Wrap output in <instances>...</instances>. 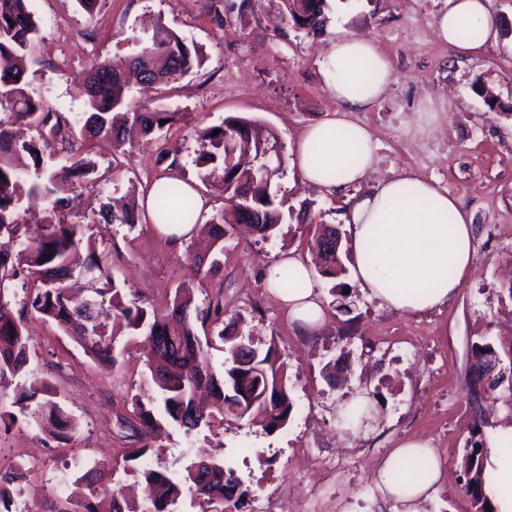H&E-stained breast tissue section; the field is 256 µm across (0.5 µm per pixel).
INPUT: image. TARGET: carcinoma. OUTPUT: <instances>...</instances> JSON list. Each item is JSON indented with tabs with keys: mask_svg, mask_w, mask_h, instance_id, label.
<instances>
[{
	"mask_svg": "<svg viewBox=\"0 0 512 512\" xmlns=\"http://www.w3.org/2000/svg\"><path fill=\"white\" fill-rule=\"evenodd\" d=\"M326 0H278L274 22L293 21L308 33L323 30L327 23ZM40 34L39 20L28 9V0H0V384L18 378L16 404L24 413L48 417L50 432L58 439H70L77 430L76 421L58 403L43 400L49 393L48 382L31 374L30 343L23 316L15 315L11 290L15 282L34 283L25 290L23 308L37 318L54 324L70 336L85 354L108 365L117 361L116 338L130 336L145 346L148 377L156 396L143 401L130 398L131 420L139 424L144 444L132 449L126 461L139 462L137 474L145 484V506H132L116 485L117 469L103 463L74 462L78 476L66 498V507L56 512H174L184 496L215 506L211 512H237L240 495L234 489L241 479L234 464L221 458L193 462L180 468L168 462L155 449L153 439L163 425L174 426L189 434L222 420L261 419L267 429H283L291 418L294 403L288 384L286 365L277 362L275 351L257 347L248 338L236 334L231 325L218 333L224 341V370L217 374L208 361L210 342L202 341L196 322L219 320L224 314V242L236 226L248 225L259 237L273 235L284 222L282 203L271 186L265 167L248 166L242 157L262 158L278 147L272 130H261L255 121L227 117L218 126L199 127L195 134L206 150L195 160L202 183H210L219 171L220 180L211 183L229 209H222L205 224L194 198L179 176L181 164L172 158L169 174L154 182V223L193 224L206 233L215 247L210 259H198L207 266L204 276L219 282L215 296L206 306H198L194 288L179 284L172 288L171 308L165 314L149 309L146 297L127 295L121 288L118 270L110 252L99 248L98 238L87 233L89 226L72 220L76 198L55 197V185L64 177L85 183L98 172L92 150L99 141L119 148L139 137L162 132L181 120L184 114L136 105L127 95L126 74L132 73L145 84L176 81L205 63L198 47L188 44L163 24L153 29L156 39L141 42L140 50L129 58L96 61L85 71L80 94L83 111L76 121L50 108L30 85L27 73L32 63V48ZM23 122L33 127L37 138L19 142L10 125ZM80 126L79 137L72 140L68 131ZM221 133L215 135L213 131ZM64 146L70 164L59 171L44 167L43 153L52 145ZM34 201L44 203L41 234L29 240L17 253L10 246L26 235L23 214ZM105 224H122L131 229L139 223L135 206L106 209ZM336 229L326 224L314 227L310 246L323 258L321 276L336 279L347 274L344 259L348 248L328 242ZM80 270L90 275L88 295L71 291L70 273ZM109 300H103L104 296ZM487 442L480 430L471 432L462 456V473L472 474L480 488L486 486L484 458ZM24 474L14 470L0 476V508L15 512L14 498Z\"/></svg>",
	"mask_w": 512,
	"mask_h": 512,
	"instance_id": "1",
	"label": "carcinoma"
}]
</instances>
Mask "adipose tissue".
Returning a JSON list of instances; mask_svg holds the SVG:
<instances>
[{
  "label": "adipose tissue",
  "mask_w": 512,
  "mask_h": 512,
  "mask_svg": "<svg viewBox=\"0 0 512 512\" xmlns=\"http://www.w3.org/2000/svg\"><path fill=\"white\" fill-rule=\"evenodd\" d=\"M438 38L468 55L495 40L491 0H447L436 18ZM321 84L336 109L308 127L296 146L305 181L333 191L361 183L376 164L369 130L350 121L374 107L394 80L374 41L347 35L330 39ZM344 221L352 233V277L382 305L418 314L453 299L472 265L473 229L456 198L412 174L383 180L355 197ZM265 280L302 329L316 328L325 311L306 261L290 254L270 267ZM486 468L495 477L486 493L495 512H512V455L491 449ZM444 480L443 463L426 440L394 448L378 467L385 497L401 512H420Z\"/></svg>",
  "instance_id": "1"
}]
</instances>
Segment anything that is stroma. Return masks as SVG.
I'll return each mask as SVG.
<instances>
[{
  "instance_id": "1",
  "label": "stroma",
  "mask_w": 512,
  "mask_h": 512,
  "mask_svg": "<svg viewBox=\"0 0 512 512\" xmlns=\"http://www.w3.org/2000/svg\"><path fill=\"white\" fill-rule=\"evenodd\" d=\"M230 0H100L94 13L77 0H32L40 40L30 79L41 96L66 115L82 108L78 80L94 60L135 53L143 22L162 19L187 43L199 46L202 68L155 87H136L139 105L183 113V121L154 138L127 147L120 171L112 169V147L101 144L94 159L99 177L80 190L79 221L93 225L113 199L135 193L144 199L165 173L161 152L176 154L187 180H196L194 161L203 146L194 127L241 116L276 131L281 151L266 161L271 185L285 206L308 202L305 222L281 224L271 238L241 234L224 253V321L261 346L273 347L287 366L295 404L290 424L269 432L235 422L195 434L169 428L159 443L168 460L190 463L200 451L230 457L247 502L264 499L277 512H352L351 503L371 504L375 468L405 439L429 440L447 465V482L421 512H476L472 498L456 497L459 447L465 431L453 428L459 410L481 415L483 434L512 432V389L490 392L480 410L471 395L477 377L470 350L479 336H500L512 321L501 318L497 289L512 284V241L499 239L494 225L512 226V0H492L494 18L504 26L476 57H462L437 38L435 17L446 0H327L322 33L293 27L275 29L273 0H256L245 21L228 11ZM379 44L394 81L378 105L353 113L377 146V163L367 181L329 194L306 183L292 164L304 130L336 105L323 91L319 70L323 49L337 33ZM413 172L454 196L472 218L473 273L448 305L406 315L380 306L351 276L319 279L323 323L304 333L270 294L262 271L282 256L308 257L313 224L343 227L352 199L378 180ZM135 229L114 224L107 239L117 250L113 263L126 286L144 294L160 313L171 304L174 285L194 286L205 304L212 283L188 259L187 247H172L152 230L147 210ZM33 338L30 368L50 384L57 401L78 421L71 439L48 435L21 413L15 391L0 389V462L28 455L24 479L30 512H53L67 492L57 483L78 453L109 465H123L135 442L123 437L117 418L134 394L151 395L143 378L139 341L117 337L116 366L90 358L48 322L29 317ZM376 341L369 363H358L349 337ZM436 354H429V347ZM378 394L367 429L347 435L336 425V410L350 394Z\"/></svg>"
}]
</instances>
